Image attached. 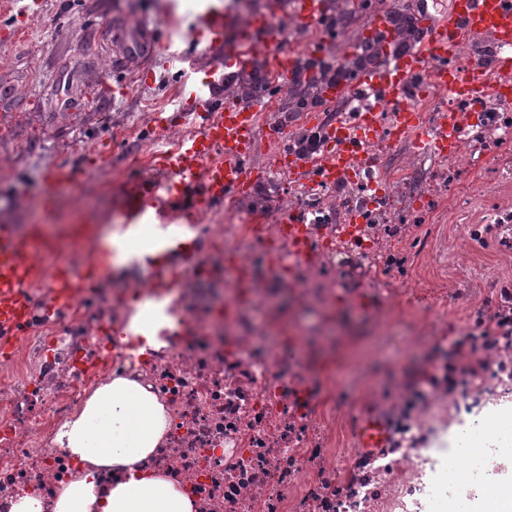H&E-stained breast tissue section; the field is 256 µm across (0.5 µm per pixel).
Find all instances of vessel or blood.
I'll list each match as a JSON object with an SVG mask.
<instances>
[{"label":"vessel or blood","mask_w":512,"mask_h":512,"mask_svg":"<svg viewBox=\"0 0 512 512\" xmlns=\"http://www.w3.org/2000/svg\"><path fill=\"white\" fill-rule=\"evenodd\" d=\"M289 13L297 29L322 24L328 15L325 0H273L266 13L251 18L242 27L232 55L238 68L251 70L256 60H264L265 71L275 81H288L298 55L320 57L325 41L309 44L304 52L285 51L276 20ZM425 36L409 51L389 56L386 64L358 73L354 82L325 86L322 97L328 103L341 104L333 118L321 112L304 113L306 125L319 127L323 136L320 153L303 157L282 151L274 161L276 170L288 173L296 181L313 180L332 183L352 173L359 162L357 144L376 135L380 109L399 103L392 139L412 144L415 151L428 155L447 153L456 123L448 111L438 117L440 131L429 134L422 125L414 104L404 100L406 82L421 76L424 86L450 90L475 98L494 94L498 89L496 74H512V58L502 60L496 72L475 67L466 72L448 68L460 43L473 37L488 36L502 43L512 42V0H451L448 14L437 19H422ZM224 84V65H210L201 82L179 81L180 97L189 99L193 108L184 121L190 133L173 149L164 151L159 174L151 180L153 205L142 201L140 180L125 187L126 229L138 234L154 230V248L150 251L128 250L112 244L101 226L76 217L65 230H47L44 222L29 223L22 234L0 233V321L11 323L24 318L26 305L18 289L30 288L50 280L56 293L66 296L93 287L108 275L113 260L125 258L154 266L156 251L164 247L179 253L182 266L168 272L167 285L179 287L186 273L195 270V253L189 243L196 232L203 211L222 207L225 200L238 196L256 182L248 162L259 136L274 143L284 142L281 127L270 122L276 98L260 93L245 100H222L215 90ZM370 98L364 111H351L357 96ZM87 251L84 262H72L71 256Z\"/></svg>","instance_id":"b4317fda"}]
</instances>
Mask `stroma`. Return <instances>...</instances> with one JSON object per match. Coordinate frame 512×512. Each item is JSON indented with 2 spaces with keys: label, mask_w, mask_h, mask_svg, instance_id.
Instances as JSON below:
<instances>
[{
  "label": "stroma",
  "mask_w": 512,
  "mask_h": 512,
  "mask_svg": "<svg viewBox=\"0 0 512 512\" xmlns=\"http://www.w3.org/2000/svg\"><path fill=\"white\" fill-rule=\"evenodd\" d=\"M251 1L228 0L218 34L196 27L184 0H35L32 16L0 12V224L34 219V203L60 165L78 179L57 192L47 223L76 211L97 224L124 223L123 186L135 175L150 180L151 155L184 133L180 74L202 80L212 61H226ZM415 10V0H375L345 15L330 60L341 65L360 53L375 14ZM130 27L140 30L139 47L122 38ZM158 113L168 120L161 129L154 125ZM287 199L268 179L220 216L236 224Z\"/></svg>",
  "instance_id": "stroma-1"
}]
</instances>
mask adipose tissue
I'll use <instances>...</instances> for the list:
<instances>
[{"label":"adipose tissue","instance_id":"adipose-tissue-1","mask_svg":"<svg viewBox=\"0 0 512 512\" xmlns=\"http://www.w3.org/2000/svg\"><path fill=\"white\" fill-rule=\"evenodd\" d=\"M166 427L162 405L140 384L115 379L97 389L57 435L80 472L60 490L53 512H194L184 490L142 467ZM107 466L126 477L103 491L99 470Z\"/></svg>","mask_w":512,"mask_h":512}]
</instances>
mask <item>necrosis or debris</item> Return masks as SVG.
Returning <instances> with one entry per match:
<instances>
[{
  "mask_svg": "<svg viewBox=\"0 0 512 512\" xmlns=\"http://www.w3.org/2000/svg\"><path fill=\"white\" fill-rule=\"evenodd\" d=\"M423 123L457 113L454 145L429 182L383 165L367 144L356 176L290 187L256 224L202 216L197 269L177 290L144 272L57 300L21 289L26 317L0 327V512L51 502L78 465L56 435L115 378L163 405L169 428L145 470L180 485L197 512H503L512 504V85L471 99L408 83ZM454 224L439 256L425 215ZM448 277L424 295L421 272ZM157 296L179 316L154 343L118 342ZM460 318L449 324V310ZM365 315L404 330V363L380 385L343 382L326 337ZM384 431L373 448L362 421Z\"/></svg>",
  "mask_w": 512,
  "mask_h": 512,
  "instance_id": "1",
  "label": "necrosis or debris"
}]
</instances>
